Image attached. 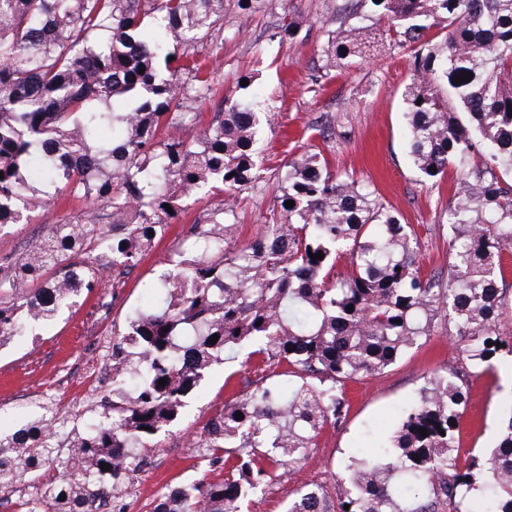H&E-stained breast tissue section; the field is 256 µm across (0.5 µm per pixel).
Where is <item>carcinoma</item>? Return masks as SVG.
<instances>
[{
    "mask_svg": "<svg viewBox=\"0 0 512 512\" xmlns=\"http://www.w3.org/2000/svg\"><path fill=\"white\" fill-rule=\"evenodd\" d=\"M351 2L356 23L329 31L326 67L370 55L371 24L387 21L394 44L412 54L402 92L409 156L426 180H454L448 265L434 274L418 263L415 227L319 150L283 163L261 231L239 243V195L261 179L269 114L257 100L239 102L212 113L199 135L193 118L170 113L209 89L197 56L214 40L224 0H0V225L44 209L35 180L92 199L0 264V346L75 305L106 272L122 284L183 200L224 194L190 225V247L156 289V307L112 340L113 391L131 382L135 397L112 402V419L88 423L63 460L56 411L0 434V489L50 463L61 469L26 512H81L84 503L127 512L122 491L145 462L129 443L158 447L204 373L244 343L254 346L255 387L232 392L197 442L212 475L181 491L173 509L177 489L161 493L154 512H243L270 466L297 463L325 427L343 423L348 383L383 373L443 317L475 367L507 359L512 368V337L499 331L512 255V0ZM186 70L195 84L179 78ZM164 123L182 132L162 139ZM279 375L294 384H266ZM469 402L457 369L429 378L377 452L351 459L350 487H304L289 512H462L473 490L488 512H512V407L493 449L463 456Z\"/></svg>",
    "mask_w": 512,
    "mask_h": 512,
    "instance_id": "1",
    "label": "carcinoma"
}]
</instances>
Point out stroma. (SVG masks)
<instances>
[{"instance_id":"1","label":"stroma","mask_w":512,"mask_h":512,"mask_svg":"<svg viewBox=\"0 0 512 512\" xmlns=\"http://www.w3.org/2000/svg\"><path fill=\"white\" fill-rule=\"evenodd\" d=\"M349 11L348 0H253L249 11L240 10L237 0H224L219 47L201 52L211 72L209 89L183 101L179 110L199 113L205 122L225 104L254 94L268 99L271 124L263 128L259 141L264 180L244 194L241 242L257 235L263 215L272 207L283 161L315 145L336 169L371 181L388 206L414 225L424 266L446 267L448 186L423 179L403 137L401 93L409 81L408 55L384 43L356 67L324 65L328 32ZM289 23L296 27L291 38L283 34ZM45 191L47 206L31 223L0 227L1 259L16 256L29 240L47 235L57 219L85 207L83 199L58 195L56 186H46ZM220 201L212 194L190 200L171 235L142 259L121 287H113L111 276H104L92 292L82 293L76 306L0 347L1 431L25 429L40 420L45 409L60 411L67 423L59 436V454L68 455L85 425L112 401V383L100 377L107 360L96 354V346L111 342L113 330H125L130 318L151 303L145 285L157 282L167 259L178 250V232ZM246 356L242 349L234 358L214 364L162 432L159 447L147 449L148 464L125 497L129 512H152L167 487L188 486L203 475L207 464L195 448L197 436L223 406L228 396L225 381H232L239 393L252 391L255 373ZM449 366L470 375L462 450L492 448L502 408L512 402V370L472 373L460 344L440 329L382 375L349 383L345 423L326 427L298 464L275 469L272 481L251 496V512H287L298 488L307 483L327 488L342 484L350 457L372 449L390 430L397 410L417 397L425 380Z\"/></svg>"}]
</instances>
